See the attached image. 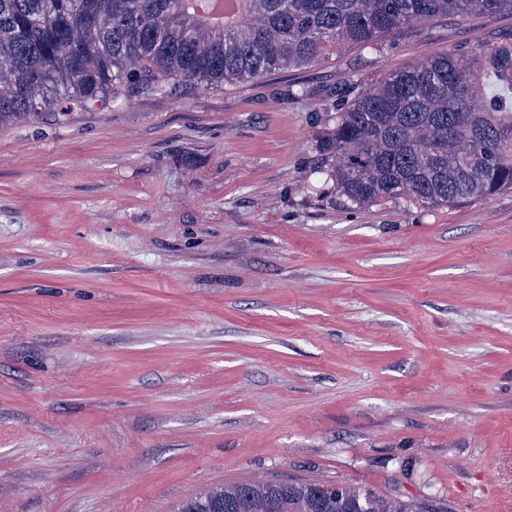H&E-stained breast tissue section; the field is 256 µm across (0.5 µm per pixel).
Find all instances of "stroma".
I'll return each instance as SVG.
<instances>
[{
	"label": "stroma",
	"instance_id": "obj_1",
	"mask_svg": "<svg viewBox=\"0 0 512 512\" xmlns=\"http://www.w3.org/2000/svg\"><path fill=\"white\" fill-rule=\"evenodd\" d=\"M512 16L0 127V512H176L224 483L433 512L512 489V190L350 207L336 94Z\"/></svg>",
	"mask_w": 512,
	"mask_h": 512
}]
</instances>
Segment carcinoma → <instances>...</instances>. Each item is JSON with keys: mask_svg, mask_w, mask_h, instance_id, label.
Here are the masks:
<instances>
[{"mask_svg": "<svg viewBox=\"0 0 512 512\" xmlns=\"http://www.w3.org/2000/svg\"><path fill=\"white\" fill-rule=\"evenodd\" d=\"M0 0V125L57 122L97 103L234 85L325 63L416 22L512 0ZM322 167L352 206H454L512 189V42L454 48L350 86L321 134ZM178 512H426L354 485L274 478L208 491Z\"/></svg>", "mask_w": 512, "mask_h": 512, "instance_id": "obj_1", "label": "carcinoma"}]
</instances>
